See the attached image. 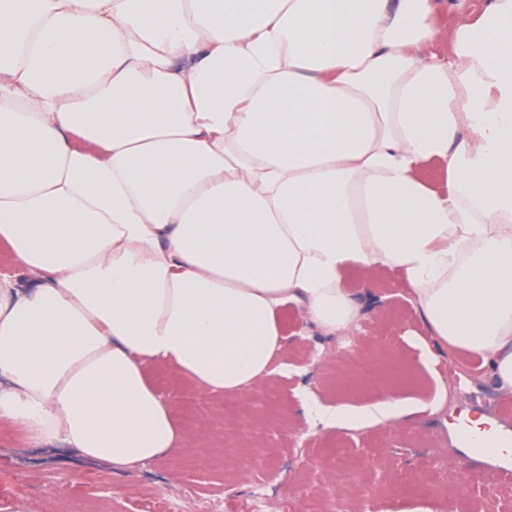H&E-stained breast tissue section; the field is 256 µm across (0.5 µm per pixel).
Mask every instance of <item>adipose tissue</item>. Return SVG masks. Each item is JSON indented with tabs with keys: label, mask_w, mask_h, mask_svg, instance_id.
<instances>
[{
	"label": "adipose tissue",
	"mask_w": 512,
	"mask_h": 512,
	"mask_svg": "<svg viewBox=\"0 0 512 512\" xmlns=\"http://www.w3.org/2000/svg\"><path fill=\"white\" fill-rule=\"evenodd\" d=\"M0 0V420L120 473L189 446L155 368L256 389L385 267L512 393V0ZM328 428L410 414L386 391Z\"/></svg>",
	"instance_id": "1"
}]
</instances>
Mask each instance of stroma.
Wrapping results in <instances>:
<instances>
[{"instance_id":"stroma-1","label":"stroma","mask_w":512,"mask_h":512,"mask_svg":"<svg viewBox=\"0 0 512 512\" xmlns=\"http://www.w3.org/2000/svg\"><path fill=\"white\" fill-rule=\"evenodd\" d=\"M358 301L362 318L347 339L321 335L300 305L286 314L287 370H275L256 390L217 399L161 370L154 382L186 427L206 430L202 447L108 475L104 466L66 450L26 447L0 422V512H144L157 497L189 491L199 512L210 501L223 512H250L253 497L292 503L296 512H318L323 492L365 494L366 512H473L475 502L496 501L512 512V454L475 465L459 437L468 415L485 416L512 444V425L486 415L503 394L487 370L457 380L462 356L434 348L422 364L416 338L426 335L406 288L384 280ZM322 404L363 402L379 388L424 401L414 415L355 430L323 427L299 411L304 388ZM438 405L430 400L438 388Z\"/></svg>"}]
</instances>
